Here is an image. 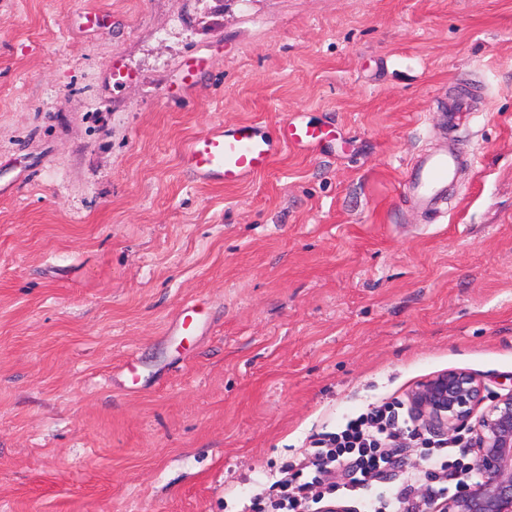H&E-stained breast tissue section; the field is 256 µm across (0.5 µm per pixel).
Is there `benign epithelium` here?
Masks as SVG:
<instances>
[{
    "label": "benign epithelium",
    "instance_id": "obj_1",
    "mask_svg": "<svg viewBox=\"0 0 512 512\" xmlns=\"http://www.w3.org/2000/svg\"><path fill=\"white\" fill-rule=\"evenodd\" d=\"M408 402L419 431L466 433L465 452L479 472L454 497L430 504V512H512V390L491 395L476 375L449 369L419 383Z\"/></svg>",
    "mask_w": 512,
    "mask_h": 512
}]
</instances>
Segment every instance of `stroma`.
Returning <instances> with one entry per match:
<instances>
[{"label": "stroma", "instance_id": "35a3bbf8", "mask_svg": "<svg viewBox=\"0 0 512 512\" xmlns=\"http://www.w3.org/2000/svg\"><path fill=\"white\" fill-rule=\"evenodd\" d=\"M295 114L244 184L182 158ZM448 369L512 389V0H0V512L264 506ZM278 144L254 123L217 125L189 140L182 149L187 165L207 181L235 186L269 169L279 148H309L322 144L333 130L286 121ZM459 160L460 157L448 149L421 157L408 172L403 184L404 194L423 209H436L438 203L446 198L448 184Z\"/></svg>", "mask_w": 512, "mask_h": 512}]
</instances>
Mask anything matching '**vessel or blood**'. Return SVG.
<instances>
[{"instance_id": "vessel-or-blood-1", "label": "vessel or blood", "mask_w": 512, "mask_h": 512, "mask_svg": "<svg viewBox=\"0 0 512 512\" xmlns=\"http://www.w3.org/2000/svg\"><path fill=\"white\" fill-rule=\"evenodd\" d=\"M272 141L249 122L217 125L189 140L182 149L187 165L208 181L235 186L269 169L279 148H309L327 141L332 132L321 127L287 122ZM457 154L440 149L421 157L408 173L403 192L424 209H435L445 199L456 166Z\"/></svg>"}]
</instances>
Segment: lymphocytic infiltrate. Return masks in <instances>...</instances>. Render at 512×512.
<instances>
[{
  "instance_id": "1",
  "label": "lymphocytic infiltrate",
  "mask_w": 512,
  "mask_h": 512,
  "mask_svg": "<svg viewBox=\"0 0 512 512\" xmlns=\"http://www.w3.org/2000/svg\"><path fill=\"white\" fill-rule=\"evenodd\" d=\"M409 422L391 405L349 419L341 431L329 434L326 447L314 450L311 478L278 479L276 512H302L307 503H319L325 496L357 499L368 512H425L430 503L447 499L464 480L475 477V469L462 461L459 441L444 439L423 456L431 483L418 487L403 482L383 491L382 482L395 477L400 467L396 441ZM338 472L343 475L339 483L334 480Z\"/></svg>"
}]
</instances>
